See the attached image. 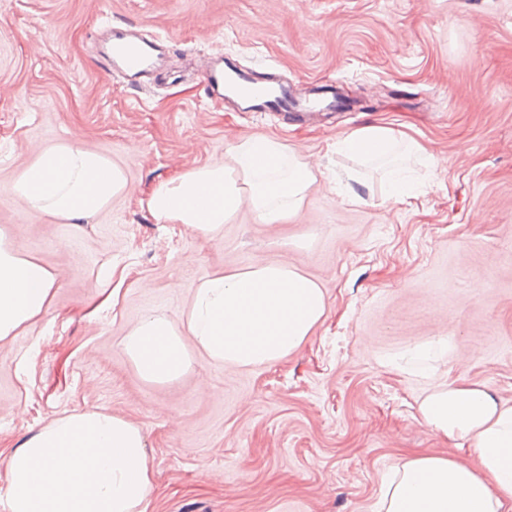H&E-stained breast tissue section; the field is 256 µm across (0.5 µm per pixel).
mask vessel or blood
Returning a JSON list of instances; mask_svg holds the SVG:
<instances>
[{
  "label": "vessel or blood",
  "mask_w": 512,
  "mask_h": 512,
  "mask_svg": "<svg viewBox=\"0 0 512 512\" xmlns=\"http://www.w3.org/2000/svg\"><path fill=\"white\" fill-rule=\"evenodd\" d=\"M160 52L158 41L134 33L117 32L112 43L113 58L120 64L122 73L130 77L150 74ZM203 77L212 93L234 100L244 112H332L336 109V95L329 88L315 87L311 97L301 98L289 84L272 78L262 87L228 56H218L205 63Z\"/></svg>",
  "instance_id": "b4317fda"
}]
</instances>
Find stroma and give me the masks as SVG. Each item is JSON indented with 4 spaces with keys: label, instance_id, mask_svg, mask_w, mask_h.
I'll use <instances>...</instances> for the list:
<instances>
[{
    "label": "stroma",
    "instance_id": "obj_1",
    "mask_svg": "<svg viewBox=\"0 0 512 512\" xmlns=\"http://www.w3.org/2000/svg\"><path fill=\"white\" fill-rule=\"evenodd\" d=\"M116 26L163 44L150 78L106 75ZM219 55L302 96L330 85L351 108L234 111L200 78ZM370 124L436 153L416 197L383 195L385 161L337 154ZM74 134L124 168L127 194L74 223L29 213L12 183ZM252 136L319 167L297 214L260 224L244 208L208 240L151 216L156 183ZM0 228L61 275L49 311L0 341V493L25 437L104 410L146 436L149 512H376L410 457L476 461L419 419L432 389L512 405V0H0ZM254 258L321 284L314 335L271 365L197 354L179 379L143 381L128 329L179 320L200 278ZM442 340L419 370L412 354Z\"/></svg>",
    "mask_w": 512,
    "mask_h": 512
}]
</instances>
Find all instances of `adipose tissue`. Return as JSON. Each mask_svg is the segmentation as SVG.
Returning <instances> with one entry per match:
<instances>
[{"label":"adipose tissue","mask_w":512,"mask_h":512,"mask_svg":"<svg viewBox=\"0 0 512 512\" xmlns=\"http://www.w3.org/2000/svg\"><path fill=\"white\" fill-rule=\"evenodd\" d=\"M402 146L435 164L424 145L383 125L352 131L337 140L336 151L367 162ZM316 180L299 153L278 138L257 136L230 145L223 160L158 182L145 206L159 222L210 238L244 208L263 224L295 214ZM12 189L29 211L75 221L124 195L127 180L109 157L72 138L44 149ZM58 286L56 271L22 256L0 230V340L39 319ZM325 313V293L314 279L283 262L259 259L204 276L179 321L142 316L123 348L143 380L163 383L188 371L193 350L240 368L278 362L306 342ZM418 413L434 434L470 442L478 462L413 457L387 485L380 512H512V405L477 385H450L428 393ZM151 486L138 425L103 410L74 412L10 452L0 505L6 512H147Z\"/></svg>","instance_id":"ef3b65f1"}]
</instances>
